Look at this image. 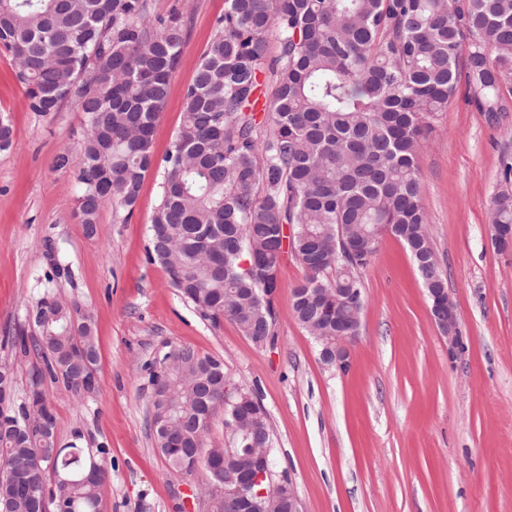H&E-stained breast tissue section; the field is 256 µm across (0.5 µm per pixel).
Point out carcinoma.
<instances>
[{
  "mask_svg": "<svg viewBox=\"0 0 512 512\" xmlns=\"http://www.w3.org/2000/svg\"><path fill=\"white\" fill-rule=\"evenodd\" d=\"M187 35L182 14L154 15L150 0H0V48L29 110L46 117L69 103L85 117L82 224L98 225L106 205L130 220L146 174L161 168L148 260L202 318L230 320L255 343L274 335L270 295L285 249L305 270L293 317L321 350L334 343L336 318L349 317L336 289L364 300L360 274L384 228L426 257L417 269L428 295L446 288L431 260L416 156L462 81L480 111H507L512 0H225L158 164L153 129ZM268 71L275 88L258 122ZM12 141L0 112V151ZM501 179L492 242L503 245L512 239L511 161ZM30 317L35 334L13 345L41 364L23 399L12 380L0 392V512H103V461L27 424L31 395L51 411L47 382L80 399L97 389L92 320L49 295ZM149 379L164 392L151 413L157 450L178 475L203 471L201 497L225 512L224 469L201 457L211 420H245L229 436L243 458L254 439L272 443L266 414L243 418L251 395L224 393V363L189 346L158 352ZM93 465L101 476L87 482Z\"/></svg>",
  "mask_w": 512,
  "mask_h": 512,
  "instance_id": "carcinoma-1",
  "label": "carcinoma"
}]
</instances>
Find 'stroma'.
<instances>
[{"instance_id":"stroma-1","label":"stroma","mask_w":512,"mask_h":512,"mask_svg":"<svg viewBox=\"0 0 512 512\" xmlns=\"http://www.w3.org/2000/svg\"><path fill=\"white\" fill-rule=\"evenodd\" d=\"M188 20L180 68L153 131L162 158L183 116V95L224 12V0H152ZM0 111L14 143L0 153V362L24 395L39 359L10 346L29 336L28 311L43 296L75 302L97 337L95 393L76 399L48 385L60 445L105 448L104 512H208L191 502L200 475L170 472L149 423L147 363L168 346L220 358L224 376L250 391L274 438L272 477L290 479L303 512H512V254L492 244L494 196L512 157V99L489 118L459 86L417 158L435 260L447 280L466 349L452 356L427 291L402 242L384 236L362 281L366 304L346 370L324 364L293 319L304 271L278 270L274 344L259 346L230 321L212 325L181 299L146 256L159 202L158 170L144 179L130 221L103 208L95 235L77 214L73 151L82 115L40 117L25 104L10 56L0 52ZM67 267L58 276L55 266Z\"/></svg>"}]
</instances>
